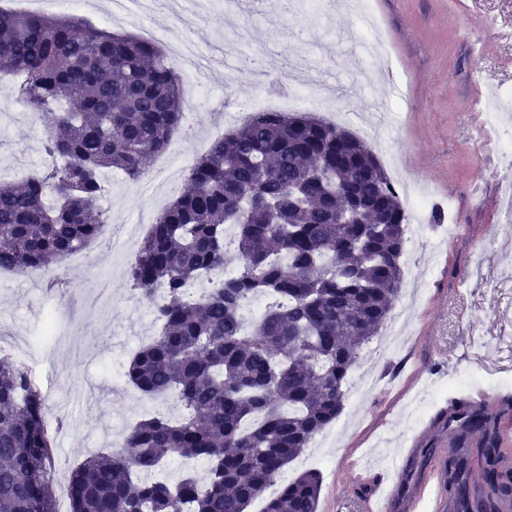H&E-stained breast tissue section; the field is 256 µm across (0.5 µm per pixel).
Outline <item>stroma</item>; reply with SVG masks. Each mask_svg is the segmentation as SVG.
Returning <instances> with one entry per match:
<instances>
[{
  "mask_svg": "<svg viewBox=\"0 0 512 512\" xmlns=\"http://www.w3.org/2000/svg\"><path fill=\"white\" fill-rule=\"evenodd\" d=\"M373 12L392 58L394 79L409 110L397 111L385 77L369 73L366 28L358 13L330 0H245L237 8L218 6L210 14L166 8L125 24L126 32L152 29L167 38L195 43L202 53L245 24L256 36L244 53L302 57L312 80L334 87L335 107L348 112L379 108L394 113L381 131L384 148L395 154L407 179L421 182L438 199L452 198L456 226L442 247L420 239L417 249L431 255L427 286L413 299L398 298L395 310L406 319L399 353L381 349V337L362 346L354 372H368L383 385L364 399H346L339 417L322 435L325 447L307 448L283 471L288 483L307 469L319 472L318 512H333L351 501L353 512H368V499L353 495L368 484L386 493L387 512H405V503L448 450L438 393L455 373L506 381L512 394V219L498 205L502 182L512 181L504 163L484 141L485 115L471 109L477 89L492 87L512 106V0H373ZM19 81L0 76V179L43 173L50 164L36 116L18 97ZM257 93L249 72L213 70L209 90L186 101L199 136H215L220 115ZM482 181L491 198L486 206L468 199L469 186ZM101 205L116 224L136 223L149 207L125 175H118ZM97 268L110 277L112 307L104 316L67 315L52 334L43 321L55 307L32 301L31 275L0 272V335L27 339L31 364L45 383L97 396L89 408L78 401L52 399L48 416L75 421L63 441L53 442L55 464L65 472L90 454L101 421L123 415L136 422L145 411L138 391L112 395L113 365L127 362L134 336L127 324L126 269L102 242L92 246ZM433 457L422 456L426 447Z\"/></svg>",
  "mask_w": 512,
  "mask_h": 512,
  "instance_id": "obj_1",
  "label": "stroma"
}]
</instances>
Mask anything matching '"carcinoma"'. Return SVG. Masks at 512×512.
Masks as SVG:
<instances>
[{
  "instance_id": "carcinoma-1",
  "label": "carcinoma",
  "mask_w": 512,
  "mask_h": 512,
  "mask_svg": "<svg viewBox=\"0 0 512 512\" xmlns=\"http://www.w3.org/2000/svg\"><path fill=\"white\" fill-rule=\"evenodd\" d=\"M0 73L22 77L55 159L0 182V270L44 272L98 239L102 169L135 180L171 147L184 91L154 44L52 13L0 9ZM406 224L369 145L313 112H256L213 141L128 268L160 333L126 376L149 399L174 396L182 415L145 417L120 452L81 463L71 512H247L342 410L359 349L402 290ZM209 277L211 292L186 297ZM260 295L268 305L249 329L243 305ZM43 413L28 373L0 357V512H54ZM508 417L512 398L448 407L441 470L454 512H512ZM168 455L207 460L206 491L192 473L176 486L158 478ZM319 492V474L303 471L263 512H317Z\"/></svg>"
}]
</instances>
